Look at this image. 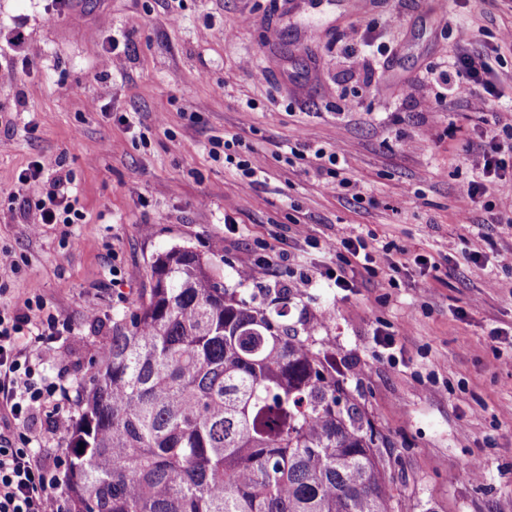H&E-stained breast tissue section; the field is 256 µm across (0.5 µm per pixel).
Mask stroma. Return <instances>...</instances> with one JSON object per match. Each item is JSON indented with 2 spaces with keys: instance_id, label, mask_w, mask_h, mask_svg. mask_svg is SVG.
<instances>
[{
  "instance_id": "obj_1",
  "label": "stroma",
  "mask_w": 512,
  "mask_h": 512,
  "mask_svg": "<svg viewBox=\"0 0 512 512\" xmlns=\"http://www.w3.org/2000/svg\"><path fill=\"white\" fill-rule=\"evenodd\" d=\"M47 2L0 0V56L19 31L34 62L0 89V249L18 261L0 268V306L36 296L59 320L19 348L65 387L61 412L74 416L151 262L187 246L226 288L288 287L291 318L314 325L390 443L400 512H512V224L500 221L512 183L459 197L478 175L479 131L512 127V50L492 60L483 111L466 93L436 105L443 88L424 80L452 67L459 27L471 52L497 47L512 0H445L442 13L434 0H83L56 23ZM94 34L116 40L110 66ZM217 136L259 161L257 184L211 157ZM35 161L40 181L19 184ZM58 176L83 219L32 228L22 201ZM352 227L378 253L343 291L327 276L335 253L312 242ZM246 256L257 265L243 284ZM299 274L312 287L291 288Z\"/></svg>"
}]
</instances>
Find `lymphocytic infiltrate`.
Returning <instances> with one entry per match:
<instances>
[{
    "mask_svg": "<svg viewBox=\"0 0 512 512\" xmlns=\"http://www.w3.org/2000/svg\"><path fill=\"white\" fill-rule=\"evenodd\" d=\"M491 67L485 56L463 54L452 72H440L438 78L449 93L466 90L471 94L492 93L489 80ZM480 180H471L460 188L463 201L481 195L487 182L506 179L512 165L501 156L499 144H491L476 160ZM36 223L71 224L80 214L69 201L63 179L50 183L45 198L28 203ZM40 300L28 301L24 311L0 308V406L5 407L13 421L10 433L0 432V512H66L67 504L59 489L57 466L38 457L32 447L30 422L35 413L47 408L60 387L46 382L39 367L18 348V339L25 333L42 328L56 331L54 316H43Z\"/></svg>",
    "mask_w": 512,
    "mask_h": 512,
    "instance_id": "lymphocytic-infiltrate-1",
    "label": "lymphocytic infiltrate"
}]
</instances>
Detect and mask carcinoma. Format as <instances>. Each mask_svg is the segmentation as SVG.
Segmentation results:
<instances>
[{
  "label": "carcinoma",
  "mask_w": 512,
  "mask_h": 512,
  "mask_svg": "<svg viewBox=\"0 0 512 512\" xmlns=\"http://www.w3.org/2000/svg\"><path fill=\"white\" fill-rule=\"evenodd\" d=\"M148 275L76 391L71 512H396L384 439L287 289L241 297L186 246Z\"/></svg>",
  "instance_id": "obj_1"
}]
</instances>
